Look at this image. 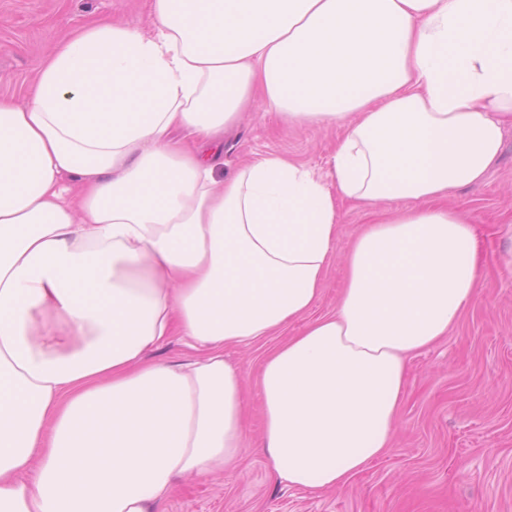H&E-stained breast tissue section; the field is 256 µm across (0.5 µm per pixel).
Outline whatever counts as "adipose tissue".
Wrapping results in <instances>:
<instances>
[{"instance_id":"1","label":"adipose tissue","mask_w":512,"mask_h":512,"mask_svg":"<svg viewBox=\"0 0 512 512\" xmlns=\"http://www.w3.org/2000/svg\"><path fill=\"white\" fill-rule=\"evenodd\" d=\"M91 24L0 96V512H163L234 468L263 357V442L294 488H343L391 446L406 359L476 299L451 192L512 128V0H151ZM344 126L328 179L270 155L216 179L241 113ZM412 200L409 208L399 207ZM367 221L336 310L310 311L342 221ZM181 336L199 355L151 362Z\"/></svg>"}]
</instances>
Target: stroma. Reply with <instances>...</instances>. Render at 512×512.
Masks as SVG:
<instances>
[{
  "mask_svg": "<svg viewBox=\"0 0 512 512\" xmlns=\"http://www.w3.org/2000/svg\"><path fill=\"white\" fill-rule=\"evenodd\" d=\"M150 0H0V95H21L41 58L93 20L149 28ZM342 128L286 126L276 113L247 112L224 137L225 173L268 154L327 176ZM453 200L471 220L482 260L479 295L460 321L410 358L389 453L336 491L278 481L261 450V360L287 332L224 357L246 379L247 435L237 466L177 480L165 512H512V129L484 179ZM340 234L313 315L333 312L345 255L366 217L343 204Z\"/></svg>",
  "mask_w": 512,
  "mask_h": 512,
  "instance_id": "1",
  "label": "stroma"
}]
</instances>
